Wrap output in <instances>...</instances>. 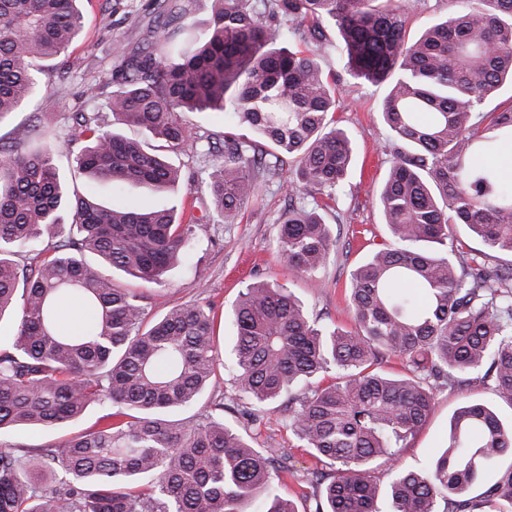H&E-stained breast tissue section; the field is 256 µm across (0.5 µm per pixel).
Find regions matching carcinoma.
Wrapping results in <instances>:
<instances>
[{
	"mask_svg": "<svg viewBox=\"0 0 512 512\" xmlns=\"http://www.w3.org/2000/svg\"><path fill=\"white\" fill-rule=\"evenodd\" d=\"M82 0H0V120L35 90L33 71L67 53L83 29ZM165 17L159 47L131 52L113 43L117 90L105 108L115 123L145 128L170 153L192 131L177 112L224 114V162L198 188L229 219L263 181L295 159L278 247L297 272L317 274L335 241L319 213L337 200L353 161L338 127L336 77L314 54L321 27L337 28L331 49L355 80L384 84L380 119L393 146L376 192L391 242L372 249L350 275L355 329L313 319L293 293L247 285L225 319L235 330L234 386L258 409L299 383L286 426L322 469L301 483L314 512H512V427L492 406L468 402L450 420L448 445L420 471L397 468L389 489L371 464L395 463L427 419L434 390L482 382L512 403V268H492L454 248L437 255L448 227L462 224L492 250L512 254V192L478 157L512 139V106L482 110L512 82V0L460 5L406 40L408 0H214L204 33L185 0H156ZM309 23L304 45L298 26ZM79 135L48 144L0 146V321L14 342L0 347V431L51 430L99 407L91 430L61 444L0 443V512H297L279 488L288 455L206 415L170 414L195 404L220 364L215 315L198 303L146 322L144 295L118 288L107 269L161 285L187 256L199 226L177 207L103 206L71 192L56 165L66 155L80 174L151 190L176 188L182 169L165 156L80 115ZM53 254L20 265L15 249L43 234ZM80 298L95 320L80 335L59 333L64 300ZM398 358L401 374L381 369ZM332 373L330 383L313 384ZM482 484L485 490L469 495Z\"/></svg>",
	"mask_w": 512,
	"mask_h": 512,
	"instance_id": "obj_1",
	"label": "carcinoma"
}]
</instances>
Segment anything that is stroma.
I'll return each mask as SVG.
<instances>
[{"label":"stroma","mask_w":512,"mask_h":512,"mask_svg":"<svg viewBox=\"0 0 512 512\" xmlns=\"http://www.w3.org/2000/svg\"><path fill=\"white\" fill-rule=\"evenodd\" d=\"M136 13L140 22L132 26L127 13ZM162 19L155 0H90L84 13L80 39L60 59L48 62L37 80L39 92L11 118L0 124V145L22 144L33 129H41L50 139H67L76 127V113L98 118L112 125L104 107L105 96L115 88L112 81L118 63L112 45L121 41L129 49L140 50L155 44ZM319 63L339 75L336 117L348 131L355 148V165L337 206L324 210L335 245L325 268L317 278L295 272L278 252L279 222L288 208V181L295 169L286 162L278 176L263 183L256 198L244 204L232 223H225L214 210L207 193L197 188L202 171L212 169L224 153V117L222 114L183 112L179 118L193 127L197 139L186 153L175 156V164L184 173L182 185L174 191L151 192L128 187V204H149L157 208L183 205L192 212L201 231L189 256L175 265L165 285L146 290L144 304L149 317H158L173 306L197 301L211 307L217 321L216 342L220 353H228L233 331L224 322V312L248 284L265 281L289 289L304 303L311 317L322 322L354 329L355 321L348 302L349 275L357 263L387 236V228L374 203V192L385 179L392 159L391 144L379 118L378 106L385 86L364 83L345 75L335 56H319ZM100 87L102 94L93 98L89 87ZM51 98L55 109L50 119H43L44 98ZM224 398V420L245 426L256 447L278 448L288 452L296 476L317 466L314 457L301 447L299 440L284 425L283 410L257 412L254 420L244 421L246 405L232 384V368H219L205 395L194 405L178 411V418H195L209 413L216 396ZM482 385L472 382L461 388H441L435 393L433 410L422 429L407 448L401 449L397 464L409 470L427 466L445 449L449 422L464 403L488 398ZM98 408H91L77 427L54 430L16 428L0 435V440L36 448L61 443L74 429L94 426Z\"/></svg>","instance_id":"1"}]
</instances>
